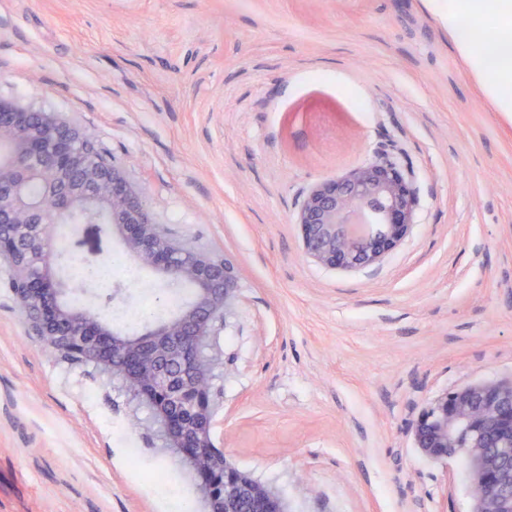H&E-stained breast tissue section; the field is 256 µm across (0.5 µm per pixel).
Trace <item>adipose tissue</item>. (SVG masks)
Masks as SVG:
<instances>
[{
	"label": "adipose tissue",
	"mask_w": 512,
	"mask_h": 512,
	"mask_svg": "<svg viewBox=\"0 0 512 512\" xmlns=\"http://www.w3.org/2000/svg\"><path fill=\"white\" fill-rule=\"evenodd\" d=\"M499 111L512 112V0H429Z\"/></svg>",
	"instance_id": "ef3b65f1"
}]
</instances>
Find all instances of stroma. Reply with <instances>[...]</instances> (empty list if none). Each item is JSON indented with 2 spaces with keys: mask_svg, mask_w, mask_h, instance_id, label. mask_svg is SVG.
Wrapping results in <instances>:
<instances>
[{
  "mask_svg": "<svg viewBox=\"0 0 512 512\" xmlns=\"http://www.w3.org/2000/svg\"><path fill=\"white\" fill-rule=\"evenodd\" d=\"M0 98L92 134L168 237L239 269L212 438L241 470L291 512H471L465 461L412 425L512 376V114L427 0H0ZM380 152L412 226L375 266L318 265L305 196ZM141 276L112 326L173 295ZM159 470L197 498L148 408L32 335L0 260V512H165Z\"/></svg>",
  "mask_w": 512,
  "mask_h": 512,
  "instance_id": "35a3bbf8",
  "label": "stroma"
}]
</instances>
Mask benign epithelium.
I'll return each instance as SVG.
<instances>
[{"label":"benign epithelium","instance_id":"7a95c632","mask_svg":"<svg viewBox=\"0 0 512 512\" xmlns=\"http://www.w3.org/2000/svg\"><path fill=\"white\" fill-rule=\"evenodd\" d=\"M86 134L50 114L0 98V257L34 335L51 349L112 365V376L139 384L138 396L162 428L169 447L195 470L200 493L216 512H288L279 490L240 470L211 437L210 387L190 384L211 363L200 354L217 321L231 313L239 270L225 259L190 248L181 257L122 173L90 164L80 149ZM40 180L48 201L34 204L27 183ZM416 199L400 165L381 158L311 187L296 221L305 253L342 270L372 266L393 250L414 223ZM103 232L117 230L125 251L167 280L190 282L192 300L163 322H150L127 344L97 313L69 307L57 275V224L76 214ZM48 259L35 272L30 258ZM416 447L432 462L464 449L473 512H512V378L470 384L435 396L413 427ZM248 501L252 508L244 510Z\"/></svg>","mask_w":512,"mask_h":512}]
</instances>
